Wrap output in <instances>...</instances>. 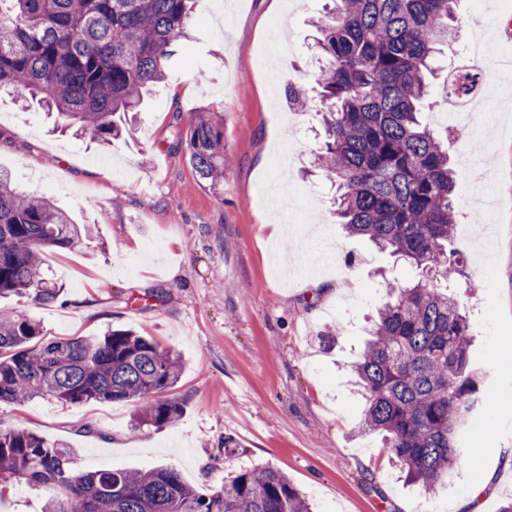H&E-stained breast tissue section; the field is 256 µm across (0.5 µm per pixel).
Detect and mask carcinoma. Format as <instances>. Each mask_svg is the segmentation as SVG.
<instances>
[{
	"instance_id": "obj_1",
	"label": "carcinoma",
	"mask_w": 512,
	"mask_h": 512,
	"mask_svg": "<svg viewBox=\"0 0 512 512\" xmlns=\"http://www.w3.org/2000/svg\"><path fill=\"white\" fill-rule=\"evenodd\" d=\"M317 17L323 59L314 167L336 187L337 223L414 265L420 278L389 287L371 338L353 362L365 406L359 430L377 433L432 495L465 463L463 433L486 407L471 335L448 282L476 287L454 237V169L444 141L419 120L456 0H331ZM197 0H0V89L55 112L108 143L126 114L163 82ZM288 105L309 109L288 86ZM191 163L211 189L224 183V116L200 110L186 131ZM87 229L49 198L21 194L0 171V297L52 302L47 248L76 247ZM35 320L0 312V402L143 400L133 428L167 426L177 403L179 355L130 330L42 339ZM47 494L41 512H311L277 468L258 464L224 477L218 491L186 483L171 467L78 471L67 446L0 429V480Z\"/></svg>"
}]
</instances>
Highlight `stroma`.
Masks as SVG:
<instances>
[{
  "label": "stroma",
  "instance_id": "stroma-1",
  "mask_svg": "<svg viewBox=\"0 0 512 512\" xmlns=\"http://www.w3.org/2000/svg\"><path fill=\"white\" fill-rule=\"evenodd\" d=\"M324 0H199L159 88L130 131L103 145L54 130L37 106L0 96V170L53 200L91 234L49 249L63 296L0 306L38 321L46 338L131 329L182 358L170 426L135 432L136 406L0 403V429L74 448L76 467L178 469L216 490L243 466L284 472L316 512H450L485 484L480 512L512 498V97L480 99L478 125L448 143L459 203L456 240L480 288L459 292L471 355L492 404L465 440L469 461L433 498L407 482L380 438H356L363 409L351 364L387 286L419 271L348 235L330 183L307 170L322 144L314 112L289 107L288 85L317 96L307 53ZM458 26L433 81L466 63L468 42L502 45L512 0H457ZM224 115L230 164L209 189L178 136L192 112ZM288 229L269 237L273 208ZM320 278L324 287H309ZM336 336L324 349L321 336Z\"/></svg>",
  "mask_w": 512,
  "mask_h": 512
}]
</instances>
